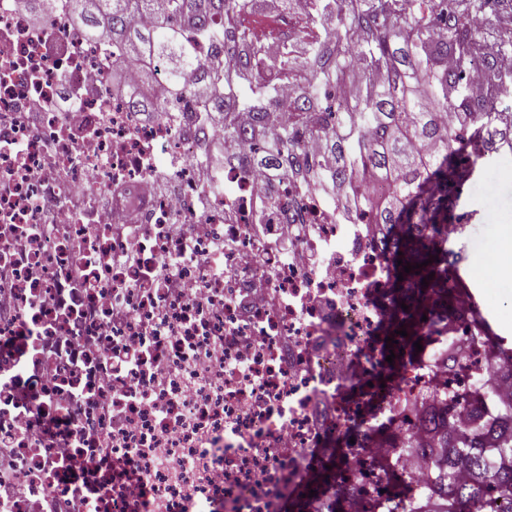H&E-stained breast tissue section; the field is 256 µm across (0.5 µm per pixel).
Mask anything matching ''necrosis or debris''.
Wrapping results in <instances>:
<instances>
[{"label": "necrosis or debris", "mask_w": 512, "mask_h": 512, "mask_svg": "<svg viewBox=\"0 0 512 512\" xmlns=\"http://www.w3.org/2000/svg\"><path fill=\"white\" fill-rule=\"evenodd\" d=\"M34 9L0 0V512H281L359 420L336 486L346 512H391L385 466L429 463L379 428L421 429V392L481 395L496 360L467 296L390 402L347 398L401 318L383 225L210 164L223 127L143 120L109 88L107 40ZM260 219L310 231L284 251Z\"/></svg>", "instance_id": "necrosis-or-debris-1"}]
</instances>
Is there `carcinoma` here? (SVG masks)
<instances>
[{"mask_svg":"<svg viewBox=\"0 0 512 512\" xmlns=\"http://www.w3.org/2000/svg\"><path fill=\"white\" fill-rule=\"evenodd\" d=\"M39 2L43 12L57 5L68 8L89 37H106L118 49L112 61L116 70L127 69L132 59L142 65V90L128 98L137 112L165 114L164 103L151 94L161 79L166 99L176 101L189 95V80L204 84L209 94L194 107L207 115L224 111L230 100L251 106L255 123L250 129L224 123V163L242 165L255 155L271 167L294 165L306 180L331 190L350 188L354 207L369 211L374 223L392 233L390 265L416 288L424 279L431 288L449 273L440 226L450 225L456 201L452 189L461 178L457 157L466 141L478 136L485 157L512 141V114L491 111L490 102L467 103L464 70H448V54L480 48L478 33L458 26L448 0H400L399 9L371 0L369 6L355 7L331 39L310 44L301 63L308 75L302 96L277 123L273 109L280 104L269 87L250 84L239 96L224 81V57L202 58L195 48L199 40L224 42V16L254 14L256 0H166L161 11L156 0ZM144 14L156 16L152 26L134 22ZM354 33L362 41L365 82L371 89L340 102L331 90L349 65L343 45ZM228 37L240 73L266 67L262 47L248 27ZM435 104L461 116L458 126L445 127ZM310 123L336 129V139L328 144L336 159L332 170L300 160L298 150L302 136L311 133ZM373 183L387 184L388 192L375 200L359 197V188ZM407 264L420 268L406 273ZM452 298V293L441 292L417 313H404L402 322L417 337L422 317L435 309L448 311ZM429 399L431 443L400 436L403 447L424 448L431 459L419 492V512H512V406L497 407L488 421L483 419L484 402L475 401L468 405L474 425L466 428L456 419L458 394L447 391Z\"/></svg>","mask_w":512,"mask_h":512,"instance_id":"1","label":"carcinoma"}]
</instances>
